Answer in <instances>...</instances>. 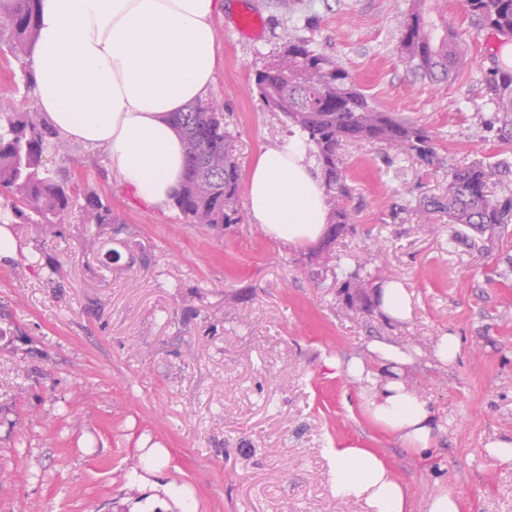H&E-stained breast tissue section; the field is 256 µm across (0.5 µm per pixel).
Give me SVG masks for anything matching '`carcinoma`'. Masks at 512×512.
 I'll list each match as a JSON object with an SVG mask.
<instances>
[{
  "label": "carcinoma",
  "instance_id": "carcinoma-1",
  "mask_svg": "<svg viewBox=\"0 0 512 512\" xmlns=\"http://www.w3.org/2000/svg\"><path fill=\"white\" fill-rule=\"evenodd\" d=\"M428 0L414 8L399 27L402 62L415 76L436 79L463 65L467 43L453 30L438 25ZM468 12L497 34L512 37V0H465ZM38 0H0V53L20 63L25 91L35 83L31 49L37 32ZM260 96L298 128L320 165L326 187L327 231L323 246L333 244L354 223L344 203L350 197L346 163L340 150L347 142H377L397 154H432V135L415 121L379 108L355 84L338 62L311 49L305 41L286 36L284 52L254 76ZM486 95L498 112L504 130L512 131V71L495 70ZM184 142L185 168L172 199L185 224L216 228L239 221L237 200L240 166L233 136L224 127V104L207 99L172 116ZM70 151L44 118L19 112L0 102V224H27L40 235L48 224H63L79 213L82 224L112 223V206L86 192L69 178L46 166L47 153ZM484 165L473 163L452 170L447 194L433 202V212L450 224H465L480 232L512 224V197L500 198L489 189ZM342 287L353 288L361 300L373 282L351 273Z\"/></svg>",
  "mask_w": 512,
  "mask_h": 512
}]
</instances>
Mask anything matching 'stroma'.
Masks as SVG:
<instances>
[{
	"mask_svg": "<svg viewBox=\"0 0 512 512\" xmlns=\"http://www.w3.org/2000/svg\"><path fill=\"white\" fill-rule=\"evenodd\" d=\"M223 2L210 94L224 102L241 171L289 135L254 84L287 33L426 127L434 158L344 144L355 222L322 253L269 239L246 197L238 223L185 224L173 207L135 199L104 152L90 167L79 144L71 162L50 155L49 167L67 166L108 200L114 221L71 218L37 240L11 227L19 252L0 261V512H363L330 485L327 451L349 447L386 459L410 487L411 512L447 484L460 512H512V466L485 452L512 437V224L478 233L429 207L449 171L472 163L512 196V139L486 96L497 34L464 0H436L470 52L432 82L399 57L412 0ZM243 9L262 17L260 38L235 30ZM93 233L99 249L83 250ZM350 253L361 276L385 272L412 291L409 322L389 323L341 289ZM448 331L461 353L438 368L430 349ZM376 339L420 353L405 380L446 420L432 460L369 423L353 384L325 363ZM157 446L168 460L145 473Z\"/></svg>",
	"mask_w": 512,
	"mask_h": 512,
	"instance_id": "obj_1",
	"label": "stroma"
}]
</instances>
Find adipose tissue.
<instances>
[{"label":"adipose tissue","instance_id":"1","mask_svg":"<svg viewBox=\"0 0 512 512\" xmlns=\"http://www.w3.org/2000/svg\"><path fill=\"white\" fill-rule=\"evenodd\" d=\"M222 0H40L32 50L38 110L65 139L105 150L126 188L162 208L184 166L170 113L205 99L215 82V17ZM299 136L263 150L247 185L252 223L274 241L316 243L326 222L325 191ZM375 297L391 322L411 319L408 288L385 282ZM417 358L392 342L369 344L367 356L335 359L337 374L357 388L364 416L429 457L444 419L429 398L405 382ZM336 496L366 512H409V485L370 448H331Z\"/></svg>","mask_w":512,"mask_h":512}]
</instances>
